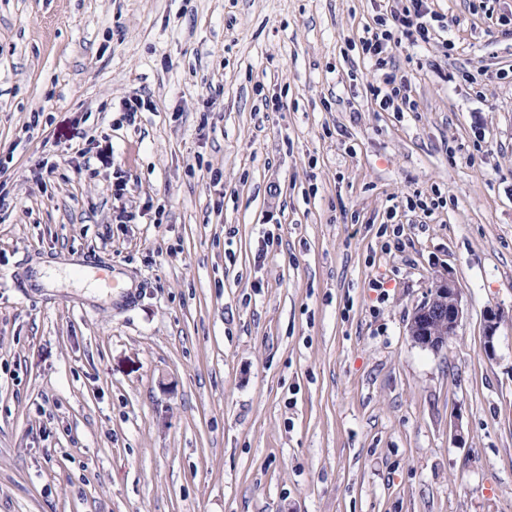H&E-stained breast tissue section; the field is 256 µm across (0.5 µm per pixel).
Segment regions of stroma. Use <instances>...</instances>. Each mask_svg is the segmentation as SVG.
<instances>
[{"instance_id":"35a3bbf8","label":"stroma","mask_w":512,"mask_h":512,"mask_svg":"<svg viewBox=\"0 0 512 512\" xmlns=\"http://www.w3.org/2000/svg\"><path fill=\"white\" fill-rule=\"evenodd\" d=\"M431 6L456 49L399 48L418 109L385 112L384 0H0V512H512V0ZM450 273L435 352L408 324ZM79 267L82 271L91 272L99 278L107 288H123L119 280L115 278L112 264L97 255H87L80 260ZM464 317L460 289L450 273L436 279L430 296L413 313L408 326L409 336L415 344L432 351L443 349L449 339L457 336ZM448 324V332L444 333Z\"/></svg>"}]
</instances>
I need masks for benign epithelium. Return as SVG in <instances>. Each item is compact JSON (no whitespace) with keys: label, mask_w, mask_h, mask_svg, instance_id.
I'll use <instances>...</instances> for the list:
<instances>
[{"label":"benign epithelium","mask_w":512,"mask_h":512,"mask_svg":"<svg viewBox=\"0 0 512 512\" xmlns=\"http://www.w3.org/2000/svg\"><path fill=\"white\" fill-rule=\"evenodd\" d=\"M464 317L460 289L453 275L436 279L430 296L413 313L408 326L412 341L423 348L438 351L457 336ZM500 313L492 308L485 315L484 350L487 356L495 355L494 341L499 327Z\"/></svg>","instance_id":"benign-epithelium-1"}]
</instances>
